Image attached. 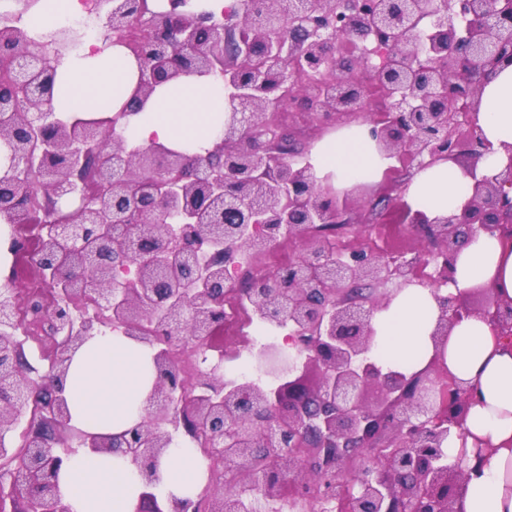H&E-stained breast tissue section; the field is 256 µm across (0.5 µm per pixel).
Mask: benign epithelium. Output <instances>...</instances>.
Segmentation results:
<instances>
[{"instance_id":"1","label":"benign epithelium","mask_w":512,"mask_h":512,"mask_svg":"<svg viewBox=\"0 0 512 512\" xmlns=\"http://www.w3.org/2000/svg\"><path fill=\"white\" fill-rule=\"evenodd\" d=\"M115 40L136 32L149 46L133 94L141 105L155 88L183 74L220 75L230 114L224 136L202 158L153 144L130 149L116 131L54 117L44 89L50 43L0 24V221L29 224L34 213L20 186L32 174L42 200L44 235L35 264L57 302L44 310L54 348L37 370L15 330L20 302L0 301V442L19 416L25 456L10 476L20 512H68L56 475L76 448L118 452L137 469L144 491L132 512H197L199 502L153 492L158 459L182 427L206 435L210 458L231 473L232 487L207 490L206 512H243L246 489L291 503L311 495L306 512H453L464 470L440 448L463 426L469 392L433 360L406 376L382 372L367 353L371 320L395 292L418 284L438 289L452 280L457 251L477 230L512 223V151L496 175L477 177L490 150L473 122L465 143L451 142V113L472 115L484 84L512 64V0H242L221 19L170 0H100ZM183 7L177 12L175 8ZM286 28L296 41L282 36ZM385 48L375 66L368 43ZM349 48L354 58L344 55ZM380 90L384 114L372 134L389 156L420 167L472 159L473 194L458 214L428 219L401 201V223L431 235L434 250L406 259L332 255L318 246L244 291L258 320L289 329L285 344L257 353L275 388L224 379V359L197 370L194 383L176 378L171 349L194 344L224 351V292L237 249L259 252L281 236L299 237L312 224H341L345 206L323 189L308 161L290 157L279 112H313L324 121L360 119L371 111L369 87ZM434 261L436 275L421 266ZM110 312L126 335L157 347V379L142 422L112 435L61 434L68 409L61 397L70 353L97 327L75 315L74 298ZM434 337L483 314L512 335V303L486 296L472 308L457 296L439 298ZM318 372L316 381L308 379ZM77 441V447L69 441Z\"/></svg>"}]
</instances>
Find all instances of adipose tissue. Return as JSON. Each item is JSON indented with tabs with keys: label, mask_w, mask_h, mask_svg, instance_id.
Listing matches in <instances>:
<instances>
[{
	"label": "adipose tissue",
	"mask_w": 512,
	"mask_h": 512,
	"mask_svg": "<svg viewBox=\"0 0 512 512\" xmlns=\"http://www.w3.org/2000/svg\"><path fill=\"white\" fill-rule=\"evenodd\" d=\"M103 44L85 43L80 55L64 54L53 107L61 119L84 116L91 108L116 113L126 108L139 78L133 56L113 47L112 60L100 65ZM228 103L222 82L209 75H186L156 87L122 128L130 146L162 144L176 150L194 147L204 155L219 142ZM473 120L491 149L478 175L497 174L512 149V64L499 68L485 84ZM309 162L318 179L339 187L379 176L388 159L378 149L366 122L346 124L315 144ZM473 193L462 167L440 161L417 170L409 186L412 206L428 216L460 212ZM489 289L495 299L512 301V229L476 231L458 251L453 278L439 293L409 286L395 294L372 319L376 336L370 357L383 371L413 374L433 358L472 388L462 431L443 448L448 461H461L465 488L455 512H512V339L487 317L455 323L446 343L432 333L440 316L437 295H462ZM154 350L123 332L101 330L71 356L64 378L70 424L85 432H122L145 415L155 385ZM209 480L200 452L172 447L156 468L157 494L183 498ZM58 495L69 512H131L143 487L137 470L118 453L85 450L65 459L57 479Z\"/></svg>",
	"instance_id": "obj_1"
}]
</instances>
